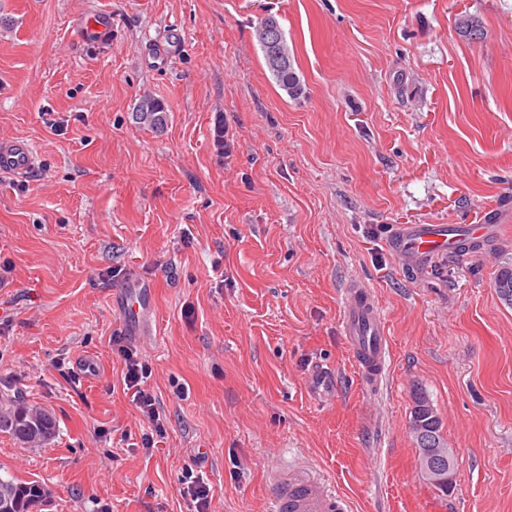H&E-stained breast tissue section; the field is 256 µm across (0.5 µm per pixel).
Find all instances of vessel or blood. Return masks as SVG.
<instances>
[{"label": "vessel or blood", "instance_id": "obj_1", "mask_svg": "<svg viewBox=\"0 0 512 512\" xmlns=\"http://www.w3.org/2000/svg\"><path fill=\"white\" fill-rule=\"evenodd\" d=\"M83 39L103 43L112 39V15L94 11L78 24ZM36 155L25 142L0 146V171L23 180L35 169ZM501 226L484 224H398L387 245L406 265L427 263L435 256L467 250L476 252L492 245ZM340 330L352 353L362 387L369 391L385 385L389 373L390 346L384 318L370 290L351 284L343 292ZM345 505L331 496L323 483L313 478L294 477L279 487L275 512H344Z\"/></svg>", "mask_w": 512, "mask_h": 512}]
</instances>
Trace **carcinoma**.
<instances>
[{"instance_id": "obj_1", "label": "carcinoma", "mask_w": 512, "mask_h": 512, "mask_svg": "<svg viewBox=\"0 0 512 512\" xmlns=\"http://www.w3.org/2000/svg\"><path fill=\"white\" fill-rule=\"evenodd\" d=\"M288 66L280 71L269 69L278 86L296 99L303 93V84L294 63L295 57L289 45H284ZM136 123L161 130L167 123V109L163 102L143 96L132 112ZM500 298L512 305V267H503L494 280ZM411 429L420 450L422 467H427V458L439 454L448 459V444L441 434V421L429 399L422 393L414 395ZM54 415L40 407L28 406L16 400L0 402V432L5 433L26 448L44 447L55 437ZM0 496L10 504V512H33L47 496L44 485L37 481H22L17 478L0 477Z\"/></svg>"}]
</instances>
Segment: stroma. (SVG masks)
Masks as SVG:
<instances>
[{
    "instance_id": "1",
    "label": "stroma",
    "mask_w": 512,
    "mask_h": 512,
    "mask_svg": "<svg viewBox=\"0 0 512 512\" xmlns=\"http://www.w3.org/2000/svg\"><path fill=\"white\" fill-rule=\"evenodd\" d=\"M95 9L111 42L78 33ZM269 14L301 98L267 70ZM145 95L161 131L132 118ZM0 140L39 156L0 173V397L57 420L42 448L0 433V474L46 486L36 512H194L196 476L210 512H272L294 467L351 512H512V232L417 268L386 243L512 203V0H0ZM354 279L389 336L377 393L340 333ZM134 282L146 332L122 311ZM116 336L147 368L155 447ZM316 362L336 372L320 399ZM418 390L454 452L445 494L419 472ZM132 118L143 127L161 130L168 120L167 109L163 102L146 95L134 107Z\"/></svg>"
}]
</instances>
